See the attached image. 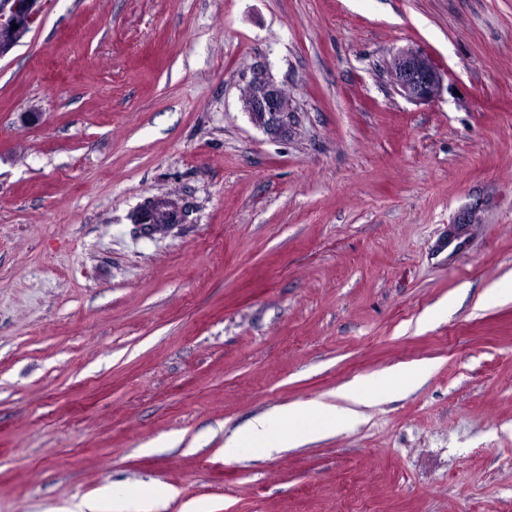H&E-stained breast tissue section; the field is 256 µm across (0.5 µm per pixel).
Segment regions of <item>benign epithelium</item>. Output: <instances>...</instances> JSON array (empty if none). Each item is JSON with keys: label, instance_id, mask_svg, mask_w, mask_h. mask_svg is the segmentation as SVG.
<instances>
[{"label": "benign epithelium", "instance_id": "7a95c632", "mask_svg": "<svg viewBox=\"0 0 512 512\" xmlns=\"http://www.w3.org/2000/svg\"><path fill=\"white\" fill-rule=\"evenodd\" d=\"M41 12V0H3L0 3V58L8 55L29 31ZM17 29H12L13 25ZM391 77L399 92L413 102H429L441 88L442 75L425 54L404 52L394 56ZM242 106L251 121L274 138H286L293 116L285 90L263 73L247 84Z\"/></svg>", "mask_w": 512, "mask_h": 512}]
</instances>
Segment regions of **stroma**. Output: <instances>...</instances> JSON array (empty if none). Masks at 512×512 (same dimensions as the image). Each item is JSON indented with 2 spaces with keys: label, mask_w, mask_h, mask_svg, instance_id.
Listing matches in <instances>:
<instances>
[{
  "label": "stroma",
  "mask_w": 512,
  "mask_h": 512,
  "mask_svg": "<svg viewBox=\"0 0 512 512\" xmlns=\"http://www.w3.org/2000/svg\"><path fill=\"white\" fill-rule=\"evenodd\" d=\"M149 198L185 222L144 232ZM359 378V420L225 460ZM87 499L512 512V0H42L0 58V512ZM391 77L399 92L409 101L429 102L441 88L442 75L425 54L404 52L394 56ZM241 101L255 125L273 138L287 137L293 116L288 95L265 73H258L249 81Z\"/></svg>",
  "instance_id": "1"
}]
</instances>
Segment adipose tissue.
Instances as JSON below:
<instances>
[{
  "label": "adipose tissue",
  "instance_id": "obj_1",
  "mask_svg": "<svg viewBox=\"0 0 512 512\" xmlns=\"http://www.w3.org/2000/svg\"><path fill=\"white\" fill-rule=\"evenodd\" d=\"M363 381H354L339 388L337 395L347 401V408L321 402L290 405L272 415L253 418L224 444V457L237 460L246 456L262 457L281 448H298L335 429L338 421L355 416L353 407Z\"/></svg>",
  "mask_w": 512,
  "mask_h": 512
}]
</instances>
